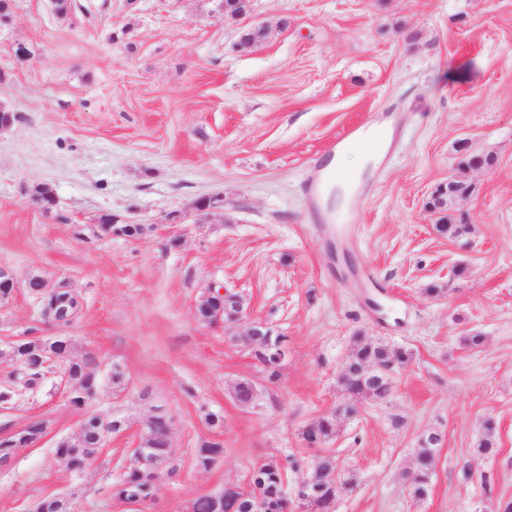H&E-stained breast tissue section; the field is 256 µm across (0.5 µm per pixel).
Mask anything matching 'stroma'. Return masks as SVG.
Segmentation results:
<instances>
[{
  "label": "stroma",
  "mask_w": 512,
  "mask_h": 512,
  "mask_svg": "<svg viewBox=\"0 0 512 512\" xmlns=\"http://www.w3.org/2000/svg\"><path fill=\"white\" fill-rule=\"evenodd\" d=\"M71 3L61 16L52 0H13L0 24V108L18 115L0 132V266L20 282L66 281L81 307L58 329L18 291L0 303V349L34 327L64 336L73 356L95 357L97 390L84 411L53 379L0 409V437L47 425L0 467V512L62 492L78 512H188L270 457L298 460L292 495L325 451L355 477L336 512H497L512 500V0H253L265 32L247 48L218 0ZM367 118L397 144L357 177L356 271L343 273L304 184L310 159ZM474 155L494 167L461 169ZM459 175L473 192L428 210ZM43 183L56 193L48 213L29 195ZM204 195L224 207L198 224ZM103 212L151 231L98 233ZM443 222L469 230L451 238ZM212 285L285 337L277 381L240 342L243 324L196 318ZM357 336L410 355L385 399L352 400L338 382ZM243 381L256 387L248 406L235 398ZM89 411L127 429L77 474L55 446ZM161 412L175 460L157 468L156 499L133 507L112 486ZM330 413L335 434L307 447L303 430ZM489 422L498 452L484 456ZM431 434L441 442L418 500L407 475ZM207 441L224 455L203 470Z\"/></svg>",
  "instance_id": "1"
}]
</instances>
